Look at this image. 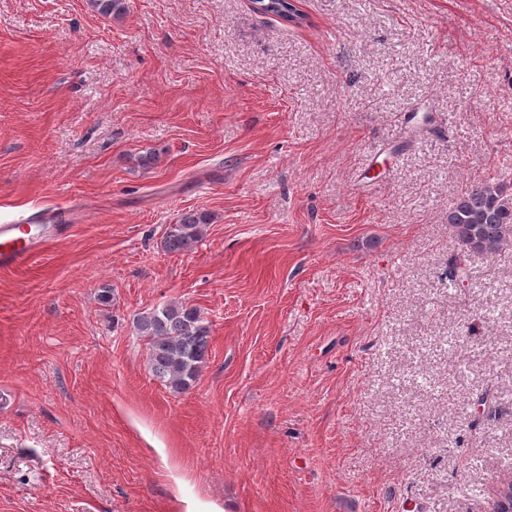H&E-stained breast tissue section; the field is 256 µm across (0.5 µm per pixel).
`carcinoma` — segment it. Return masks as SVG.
Returning <instances> with one entry per match:
<instances>
[{"instance_id": "1", "label": "carcinoma", "mask_w": 512, "mask_h": 512, "mask_svg": "<svg viewBox=\"0 0 512 512\" xmlns=\"http://www.w3.org/2000/svg\"><path fill=\"white\" fill-rule=\"evenodd\" d=\"M102 16L119 17L127 0H88ZM209 218L185 212L168 227L163 249L171 254L189 252L202 237ZM448 224L455 242L448 257L445 278L455 288L468 279L465 255L493 257L512 240V190L489 180L471 183L448 209ZM145 339L153 376L170 392L189 391L200 377L211 341V326L201 311L184 302H168L134 318Z\"/></svg>"}]
</instances>
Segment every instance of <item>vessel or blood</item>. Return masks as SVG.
I'll return each instance as SVG.
<instances>
[{
  "label": "vessel or blood",
  "mask_w": 512,
  "mask_h": 512,
  "mask_svg": "<svg viewBox=\"0 0 512 512\" xmlns=\"http://www.w3.org/2000/svg\"><path fill=\"white\" fill-rule=\"evenodd\" d=\"M70 220L66 212L47 214L42 221L26 219L0 224V270H13L25 265L39 253L50 236L67 232Z\"/></svg>",
  "instance_id": "obj_1"
}]
</instances>
